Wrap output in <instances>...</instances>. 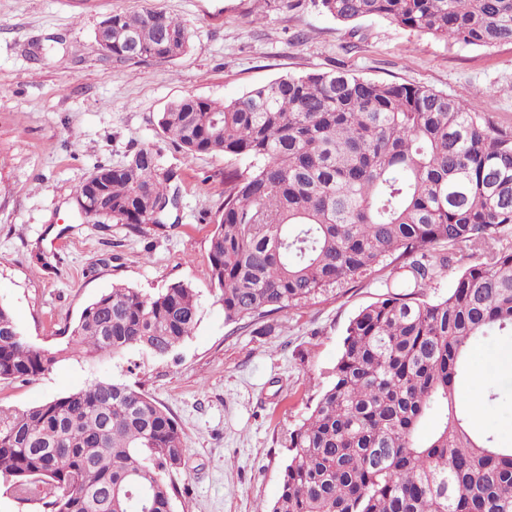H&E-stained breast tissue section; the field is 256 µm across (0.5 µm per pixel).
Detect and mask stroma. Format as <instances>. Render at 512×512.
Returning a JSON list of instances; mask_svg holds the SVG:
<instances>
[{
    "label": "stroma",
    "instance_id": "1",
    "mask_svg": "<svg viewBox=\"0 0 512 512\" xmlns=\"http://www.w3.org/2000/svg\"><path fill=\"white\" fill-rule=\"evenodd\" d=\"M145 8L185 22L189 51L142 64L107 59L94 38L100 22ZM334 69L475 99L478 112L512 129V44L476 48L377 18L353 28L327 16L320 0H0V305L31 344L52 350L116 283L154 293L182 282L201 303L176 357L136 355L131 365L94 369L62 361L30 381H0V405L24 410L96 378L138 383L183 430L177 512H256L276 498L286 435L327 384L346 325L402 273L389 265L303 309L225 323L208 247L234 162L185 157L157 120L185 96L228 100ZM144 146L180 174L166 228L86 222L74 208L79 185ZM510 356L512 345L475 342L473 384L460 390L471 398L489 385L502 394L472 426L504 448H512Z\"/></svg>",
    "mask_w": 512,
    "mask_h": 512
}]
</instances>
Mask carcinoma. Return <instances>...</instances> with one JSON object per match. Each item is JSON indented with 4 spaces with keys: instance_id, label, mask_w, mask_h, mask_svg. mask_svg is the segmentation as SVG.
I'll return each instance as SVG.
<instances>
[{
    "instance_id": "obj_1",
    "label": "carcinoma",
    "mask_w": 512,
    "mask_h": 512,
    "mask_svg": "<svg viewBox=\"0 0 512 512\" xmlns=\"http://www.w3.org/2000/svg\"><path fill=\"white\" fill-rule=\"evenodd\" d=\"M335 20L368 17L469 46L512 44V0H320ZM134 37L138 52L129 51ZM187 26L158 9L112 14V60H173ZM158 125L186 157L244 161L224 173L208 275L224 322L299 310L388 260L398 290L362 308L310 414L288 432L277 497L262 512H512V448L471 426L458 395L469 349L512 342V132L475 105L425 85L344 71L279 78L222 103L188 96ZM112 212L133 230L166 226L179 173L142 147L99 166ZM465 247L479 262L448 294L427 297L437 268ZM199 295L177 282L146 294L125 284L87 304L65 342L31 345L0 305V381L63 360L95 365L166 358L200 322ZM440 418L430 439L422 421ZM179 422L136 385L94 379L22 411L0 405V483L44 512H176L185 463Z\"/></svg>"
}]
</instances>
